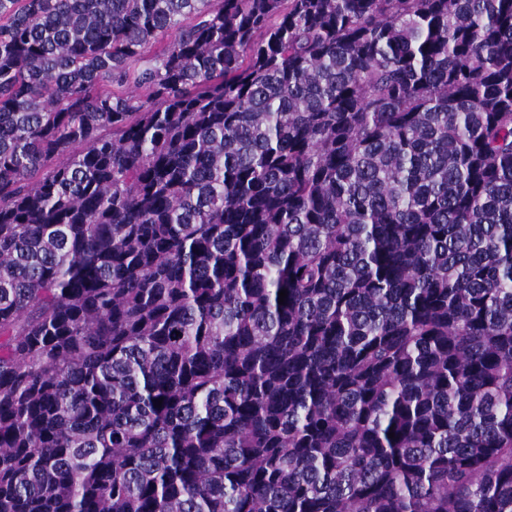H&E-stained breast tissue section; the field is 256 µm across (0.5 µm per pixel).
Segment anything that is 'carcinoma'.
<instances>
[{"label":"carcinoma","instance_id":"obj_1","mask_svg":"<svg viewBox=\"0 0 512 512\" xmlns=\"http://www.w3.org/2000/svg\"><path fill=\"white\" fill-rule=\"evenodd\" d=\"M211 2L0 0V512H512V0Z\"/></svg>","mask_w":512,"mask_h":512}]
</instances>
